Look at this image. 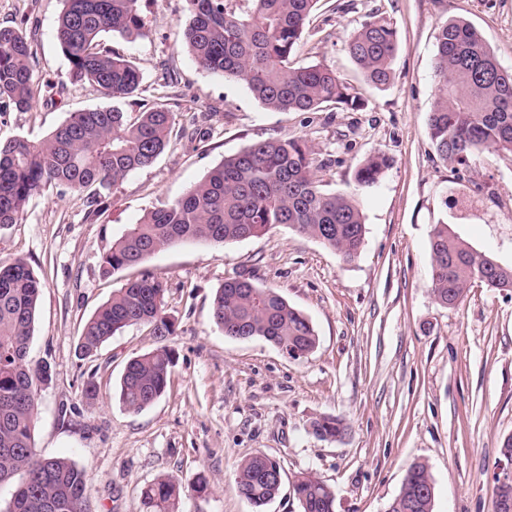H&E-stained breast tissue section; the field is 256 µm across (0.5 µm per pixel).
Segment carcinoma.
<instances>
[{
    "label": "carcinoma",
    "instance_id": "carcinoma-1",
    "mask_svg": "<svg viewBox=\"0 0 512 512\" xmlns=\"http://www.w3.org/2000/svg\"><path fill=\"white\" fill-rule=\"evenodd\" d=\"M247 2L249 7L239 10L235 0H186L181 41L201 70L242 81L265 108L277 112H316L328 103L357 106L333 70L291 61L318 0ZM107 34L149 37L140 0H64L55 38L71 78L94 84L114 99L133 97L141 72L102 46ZM346 50L371 85H390L398 44L387 20L370 17L350 35ZM30 59L23 31L0 26V100L18 110L29 109L34 99ZM435 75L429 135L439 157L463 165L484 149L512 155V72L501 67L473 25L450 20L439 28ZM175 123L176 114L162 103L133 120L117 107L93 108L72 113L39 141H0V228L18 223L30 200L52 183L87 191L90 203H99L101 191L155 163ZM389 165L386 155L374 153L357 168L354 190L328 193L305 142L270 138L251 144L224 158L183 197L131 225L103 257V273L138 267L176 243L221 245L261 236L278 225L311 236L351 262L365 237L356 195L376 184ZM430 254L431 292L442 306L459 303L480 276L489 277L492 288H512V266L493 265L491 255L461 240L446 224L435 225ZM41 288L25 260L0 261V484L20 477L4 512H86V471L65 457H42L35 448V387L49 377L47 367L28 360ZM163 297V282L149 273L128 280L87 320L80 349L90 354L135 325L150 327L160 338L172 335L174 323ZM212 318L230 338L260 337L306 353L318 343L301 311L249 276L227 279L216 290ZM172 366L173 352L166 346L132 358L120 381L122 405L139 412L160 398ZM311 427L322 440L334 441L346 432L335 416H322ZM272 468L263 452L238 465L240 492L256 512L279 494L281 482L271 476ZM181 492L173 477L148 485L142 490L146 512H177ZM294 492L302 512H335L332 490L311 472L295 477ZM434 499L428 467L416 463L388 512H433Z\"/></svg>",
    "mask_w": 512,
    "mask_h": 512
}]
</instances>
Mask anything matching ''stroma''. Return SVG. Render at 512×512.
<instances>
[{
	"mask_svg": "<svg viewBox=\"0 0 512 512\" xmlns=\"http://www.w3.org/2000/svg\"><path fill=\"white\" fill-rule=\"evenodd\" d=\"M140 6L149 38L103 40L142 74L135 98L117 103L71 80L55 39L63 0H0V26L27 35L36 89L29 110L0 104V140L37 141L71 113L115 103L133 116L162 102L176 115L171 143L153 166L102 191L101 205L52 184L19 223L0 229V259H24L42 284L29 349L50 374L37 389L38 453L86 470L87 512H145L142 488L168 476L186 488L178 512H255L236 468L259 451L280 462L283 476L264 512H301L292 483L302 472L330 486L335 512H387L416 462L433 478L434 512H492L500 444L512 435V290L478 281L458 305L441 306L430 290L429 241L445 223L512 266V156L483 150L454 170L432 144L428 116L439 26L470 22L510 70L512 0H319L292 59L334 70L361 107L318 112L266 109L243 82L201 71L178 36L185 0ZM373 15L390 22L398 43L383 90L345 47ZM272 137L306 141L332 193L353 188L369 155L389 157L379 182L358 197L366 225L359 256L343 262L285 226L219 246H170L144 267L164 284L174 334L162 341L131 326L81 355L85 322L135 275H103L113 240L225 157ZM242 273L278 289L310 319L318 336L310 354L293 360L262 338L232 339L216 327L213 295ZM162 343L174 351L168 387L130 412L118 396L124 368ZM324 415L343 418L341 439L312 433L311 422ZM200 479L206 491L193 492Z\"/></svg>",
	"mask_w": 512,
	"mask_h": 512,
	"instance_id": "obj_1",
	"label": "stroma"
}]
</instances>
